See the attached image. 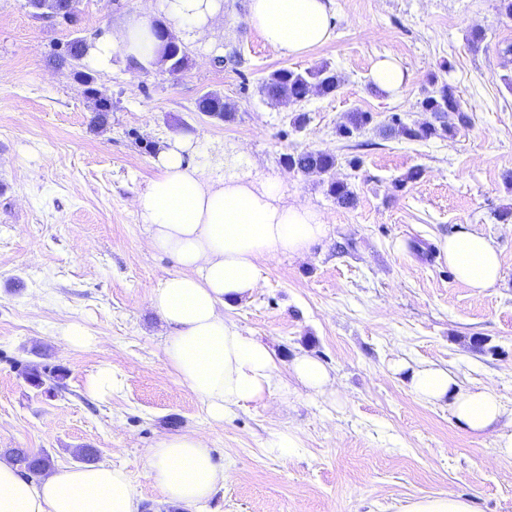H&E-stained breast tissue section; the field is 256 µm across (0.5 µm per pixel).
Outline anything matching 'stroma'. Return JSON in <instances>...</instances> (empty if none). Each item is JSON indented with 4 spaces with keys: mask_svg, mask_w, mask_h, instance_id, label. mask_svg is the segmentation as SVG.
I'll use <instances>...</instances> for the list:
<instances>
[{
    "mask_svg": "<svg viewBox=\"0 0 512 512\" xmlns=\"http://www.w3.org/2000/svg\"><path fill=\"white\" fill-rule=\"evenodd\" d=\"M23 0H0V450L46 453L73 466L76 449L125 468L140 512H172L146 464L147 448L170 434H202L233 479L193 512H401L417 497L452 490L476 512H512V458L492 438L471 437L447 407L419 400L394 360L448 368L467 386L494 389L512 407V19L496 0H333L334 33L300 57L284 56L246 24L248 0H224L205 34L179 33L191 64L177 75L130 67L114 51L95 70L112 96L105 126L91 122L82 85L55 65L71 37L33 19ZM85 36L118 28L146 0H83ZM484 30L472 47V29ZM392 55L408 74L393 94L370 80ZM323 64L341 72L335 94L272 105L269 74ZM448 84L473 116L454 138L385 136L392 116L425 120L417 104ZM216 90L234 108L220 121L195 112ZM372 114L365 131L339 138L352 110ZM305 114L303 129L292 116ZM202 133L194 162L222 178L224 154L240 170L281 176L289 202L319 211L325 237L302 257L265 263L261 288L225 317L273 347L281 387L209 419L169 365L164 325L150 292L176 262L151 251L134 200L158 170L157 150L187 130ZM322 150L351 185L355 207L329 198L323 175L284 168L283 154ZM358 167H351V160ZM421 178L396 182L411 168ZM489 238L501 259L496 288L479 294L458 280L438 241L459 230ZM84 327L86 346L60 336ZM485 341L476 352L473 338ZM308 353L327 365L338 394H306L289 364ZM42 374L36 388L29 367ZM109 367L118 387L88 390ZM297 433L287 457L269 452L275 434Z\"/></svg>",
    "mask_w": 512,
    "mask_h": 512,
    "instance_id": "1",
    "label": "stroma"
}]
</instances>
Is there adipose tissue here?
Listing matches in <instances>:
<instances>
[{
  "label": "adipose tissue",
  "instance_id": "adipose-tissue-1",
  "mask_svg": "<svg viewBox=\"0 0 512 512\" xmlns=\"http://www.w3.org/2000/svg\"><path fill=\"white\" fill-rule=\"evenodd\" d=\"M332 0H249L247 22L286 56H299L332 36ZM154 10L176 29L199 31L218 17L223 0H155ZM151 18L127 16L116 34L99 39L92 61L109 65L115 50L140 60L151 54ZM198 134L184 133L160 151L158 175L135 200L150 249L170 256L178 273L152 289V307L166 327L165 354L181 380L201 399L212 422L264 399L279 386L276 351L246 335L224 315L262 285L265 262L306 254L326 234L322 215L288 203L274 174L232 173L218 181L191 163ZM439 253L460 281L477 292L497 286L501 260L485 236L460 231L439 242ZM411 392L429 404H447L451 417L475 438L494 436L499 455L512 457V409L487 386H466L448 370L409 368L395 362ZM298 383L313 396L332 398L335 380L316 358L291 363ZM147 465L167 502L192 506L228 483L199 433L168 435L147 451ZM139 501L124 468L106 462L63 466L40 477L23 476L0 458V512H138Z\"/></svg>",
  "mask_w": 512,
  "mask_h": 512
}]
</instances>
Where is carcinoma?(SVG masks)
<instances>
[{
  "label": "carcinoma",
  "instance_id": "1",
  "mask_svg": "<svg viewBox=\"0 0 512 512\" xmlns=\"http://www.w3.org/2000/svg\"><path fill=\"white\" fill-rule=\"evenodd\" d=\"M82 0H24L23 7L35 19H54L61 12L82 13ZM164 21L157 19L152 24L154 36L160 40L158 57L154 64L164 67L165 71L176 75L183 72L189 64V53L185 45L175 40H164L161 29ZM95 41L83 35L74 36L66 42L63 52L54 58L59 66H69L74 75L85 86V94L93 101L92 123L95 126L107 124L112 112V96L107 90L98 86L94 74L87 70L84 60L94 47ZM341 74L328 67L321 66L303 73L282 68L271 73L261 85V92L267 99L279 104L284 100L301 101L309 96L311 90L321 95H330L340 87ZM420 110L431 113L435 121L406 124L399 119L393 120L390 132L408 140H427L432 137L454 136L461 127L472 124V116L462 106L460 98L448 85L443 84L428 92L419 102ZM195 111L203 112L212 118L224 120L231 116V109L224 103V96L217 91H208L198 98ZM373 120L371 113L354 110L349 113L347 123L338 128L337 134L351 138L354 133L364 129ZM287 168L302 174L313 171L329 175L326 193L344 208L356 205L355 192L344 181L332 177L336 167V155L321 150L294 151L282 157ZM9 455L27 475H39L43 469L51 468L48 455H36L24 448H11Z\"/></svg>",
  "mask_w": 512,
  "mask_h": 512
}]
</instances>
